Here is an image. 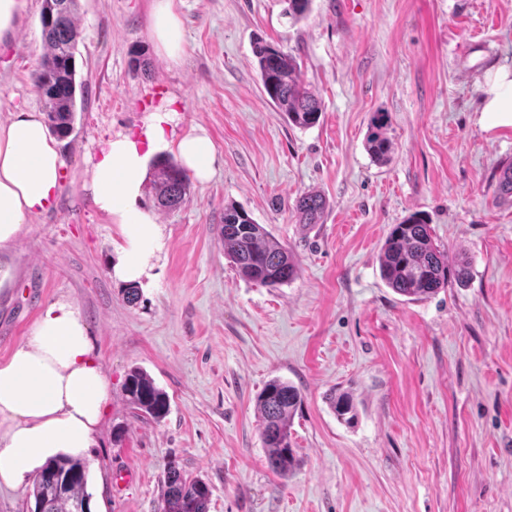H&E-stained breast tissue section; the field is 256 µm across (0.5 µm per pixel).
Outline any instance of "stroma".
<instances>
[{"mask_svg":"<svg viewBox=\"0 0 512 512\" xmlns=\"http://www.w3.org/2000/svg\"><path fill=\"white\" fill-rule=\"evenodd\" d=\"M151 0H79L77 79L85 103L58 140L55 205L0 253V360L43 308L75 303L111 382L88 451L92 512H157L177 463L212 488L209 512H512V202L496 198L512 127L481 123L487 72L512 69V0H312L290 23L285 0H173L184 53L160 56ZM42 0L0 43V124L44 103ZM294 55L319 98L315 127L291 125L264 92L251 45ZM178 111L173 138L204 130L215 174L189 200L155 209L163 248L140 298L111 275L118 225L91 202L92 163L147 112ZM394 151L365 149L372 113ZM322 193V223H298L299 195ZM243 207L288 246L296 278L241 279L220 246L224 206ZM428 220L471 277L409 301L381 279L392 225ZM139 367L168 395L161 422L132 419L123 384ZM279 378L304 397L291 424L298 463L268 466L256 398ZM351 392L353 423L326 401ZM129 476L123 485L114 477Z\"/></svg>","mask_w":512,"mask_h":512,"instance_id":"obj_1","label":"stroma"}]
</instances>
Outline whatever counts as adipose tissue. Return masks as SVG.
<instances>
[{
  "label": "adipose tissue",
  "instance_id": "ef3b65f1",
  "mask_svg": "<svg viewBox=\"0 0 512 512\" xmlns=\"http://www.w3.org/2000/svg\"><path fill=\"white\" fill-rule=\"evenodd\" d=\"M150 32L160 54L181 58L183 29L172 0H152ZM481 113L491 126H512V69L487 75ZM175 115L169 106L155 109L141 133H117L92 164L93 202L124 238L123 257L112 268L118 280L147 276L162 249L155 218L139 204L150 158L173 149L196 178L214 173L215 150L205 133L172 140ZM62 165L38 113L18 112L0 125V251L16 243L31 216L52 205ZM110 389L80 310L68 301L47 305L0 361V483L21 485L59 454L86 455Z\"/></svg>",
  "mask_w": 512,
  "mask_h": 512
}]
</instances>
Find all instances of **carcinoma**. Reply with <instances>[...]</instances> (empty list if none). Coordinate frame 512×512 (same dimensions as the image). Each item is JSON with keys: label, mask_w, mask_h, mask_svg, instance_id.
<instances>
[{"label": "carcinoma", "mask_w": 512, "mask_h": 512, "mask_svg": "<svg viewBox=\"0 0 512 512\" xmlns=\"http://www.w3.org/2000/svg\"><path fill=\"white\" fill-rule=\"evenodd\" d=\"M312 0H288L286 14L299 21L310 11ZM77 0H43L41 24L45 53L35 73L34 86L44 103L46 121L60 138L70 135L77 112V95L84 93L77 80L75 55L79 31L76 24ZM253 54L264 89L274 104L287 115L288 122L306 129L317 125L322 110L315 95L300 79L296 58L264 40L254 44ZM389 114L375 112L370 118L366 147L371 156L384 162L393 151L387 136ZM150 193L161 209L175 208L187 200L189 178L170 158L153 161ZM498 198H512V164L501 169ZM329 207L318 191L303 193L294 204L300 224H320ZM221 247L240 278L276 288L297 276L298 264L288 247L255 223L242 207H224ZM380 274L393 291L411 300L437 294L453 277L467 279L469 260L459 255L448 264V256L434 244L426 220L413 215L391 228L380 256ZM124 392L132 417H150L159 422L168 413V397L143 370L133 368L124 382ZM303 396L299 388L279 379L270 380L258 395L260 436L273 472L283 475L296 466L291 442L292 420ZM336 417L346 423L356 417L351 394L330 398ZM88 471L84 462L69 457L50 460L32 483L33 512H91L87 491ZM211 487L199 478L187 476L178 464L167 466L158 512H209Z\"/></svg>", "instance_id": "cac0c4a2"}]
</instances>
